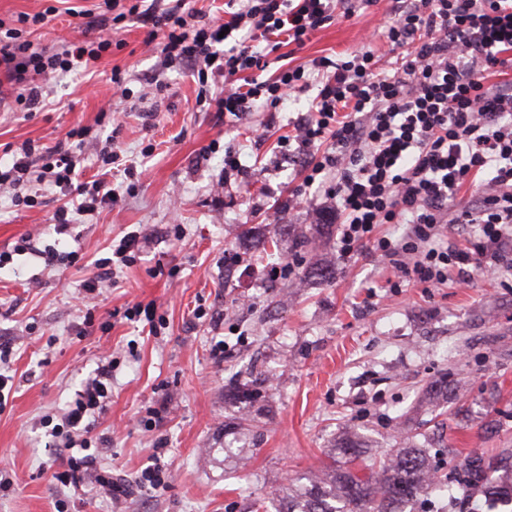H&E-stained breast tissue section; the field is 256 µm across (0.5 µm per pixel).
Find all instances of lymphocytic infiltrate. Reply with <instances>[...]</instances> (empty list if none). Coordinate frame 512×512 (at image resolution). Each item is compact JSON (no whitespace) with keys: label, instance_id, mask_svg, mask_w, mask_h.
I'll return each instance as SVG.
<instances>
[{"label":"lymphocytic infiltrate","instance_id":"obj_1","mask_svg":"<svg viewBox=\"0 0 512 512\" xmlns=\"http://www.w3.org/2000/svg\"><path fill=\"white\" fill-rule=\"evenodd\" d=\"M102 2V9L80 12L87 28L100 32L91 45L33 48L22 28L44 23L42 12L18 16L0 34V70L18 104L38 108L46 81L88 67L111 48L110 13L118 3ZM378 4L393 17L383 30L393 62L380 65L362 48L307 67L270 69L269 54L303 47L333 20ZM225 6L224 21L187 8L185 0H151L144 8L135 2L126 14L161 32L154 47L161 66L223 77L217 111L233 115L257 104L274 112L289 97L309 95L292 136L303 179L269 222H279L312 189L331 204L339 255L364 248L380 253L413 285L439 288L449 270L476 264L491 272L504 265L512 248V81L505 78L512 71V0H226ZM77 163L72 151L30 144L0 170V187L25 203L33 202L40 182L71 197L72 206L55 214L62 234L69 213H91L115 198L107 173L82 182ZM468 185L479 189L475 204L450 210ZM383 224L406 231L394 240L380 234ZM447 224L480 225V239L441 245ZM137 249L135 237L122 238L110 257L97 260L83 292L101 288L114 265L134 263ZM111 381V364H102L53 427V438L68 445L74 434L89 433L84 418L102 409Z\"/></svg>","mask_w":512,"mask_h":512}]
</instances>
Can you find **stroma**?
I'll use <instances>...</instances> for the list:
<instances>
[{
	"mask_svg": "<svg viewBox=\"0 0 512 512\" xmlns=\"http://www.w3.org/2000/svg\"><path fill=\"white\" fill-rule=\"evenodd\" d=\"M95 2L0 0V19L53 8L27 38L61 47L81 38L76 12ZM383 26L377 8L332 21L292 62L362 47L390 60ZM149 31L132 18L113 24L111 50L92 68L59 76L44 108L0 111L6 162L24 142L64 141L93 176L100 146L69 138L79 126L117 132L122 150L115 201L73 215L62 235L54 231L63 203L56 188L42 187L30 206L0 189V251L25 237L32 243L0 274V350L9 351L0 373L10 378L0 392V512H251L268 497L274 512H286L287 486L322 477L345 439L373 463L408 437L441 466L437 485L404 512H470L474 501L512 512V497L452 480L459 461L479 456L494 480L512 483V270L453 271L446 287L426 294L397 287L394 268L371 250L340 257L330 236L304 248L285 238L270 254L255 249L245 229L269 234L267 212L302 181L280 144L304 105L218 112L208 99L222 82L200 83L176 66L157 70L144 45ZM116 68L157 112L105 113ZM229 146L244 171L228 178ZM127 164L133 173H124ZM133 231L142 247L136 262L78 301L90 264ZM48 248L79 258L52 265L41 256ZM228 252L242 264H225ZM320 262L335 265L331 283L304 278ZM285 263L299 287L270 277ZM136 303L153 307L156 323L127 320ZM107 356L112 396L87 439L98 469L124 483L119 502L91 477L63 485L70 453L51 447L49 436ZM258 375L267 383L253 424L243 427L241 403L224 390ZM154 460L167 485L149 492L136 479Z\"/></svg>",
	"mask_w": 512,
	"mask_h": 512,
	"instance_id": "35a3bbf8",
	"label": "stroma"
}]
</instances>
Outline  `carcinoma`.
<instances>
[{
    "mask_svg": "<svg viewBox=\"0 0 512 512\" xmlns=\"http://www.w3.org/2000/svg\"><path fill=\"white\" fill-rule=\"evenodd\" d=\"M342 448V468L321 486L299 487L288 512H402L401 502L430 487L425 450L411 443L395 449L377 466L363 463L355 444Z\"/></svg>",
    "mask_w": 512,
    "mask_h": 512,
    "instance_id": "carcinoma-1",
    "label": "carcinoma"
}]
</instances>
